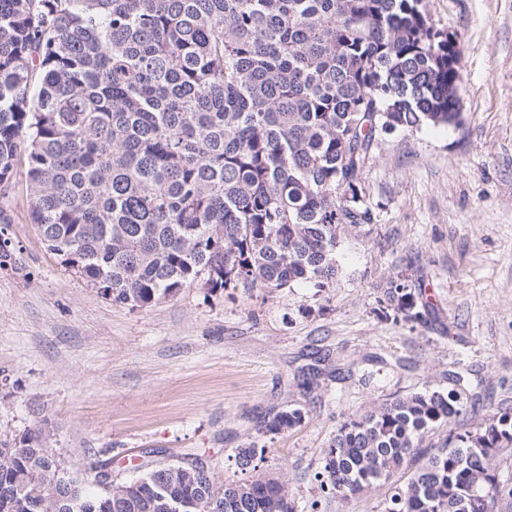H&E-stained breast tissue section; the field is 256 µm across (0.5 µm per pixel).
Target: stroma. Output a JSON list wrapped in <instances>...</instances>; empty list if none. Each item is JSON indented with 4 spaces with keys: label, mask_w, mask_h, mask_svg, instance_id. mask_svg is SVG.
<instances>
[{
    "label": "stroma",
    "mask_w": 512,
    "mask_h": 512,
    "mask_svg": "<svg viewBox=\"0 0 512 512\" xmlns=\"http://www.w3.org/2000/svg\"><path fill=\"white\" fill-rule=\"evenodd\" d=\"M462 49L464 124L382 135L363 175L371 223L342 235L325 288L183 289L148 308L112 302L66 270L29 217L25 167L0 194V437L48 424L73 476H137L144 457L208 467L216 482H288L295 512H385L394 483L350 502L316 473L337 426L395 397L443 387L461 363L487 408L512 407V0H424ZM426 288L427 324L380 321L401 271ZM344 379L298 380L315 352ZM302 409L301 426L265 420ZM241 448L262 451L240 469Z\"/></svg>",
    "instance_id": "1"
}]
</instances>
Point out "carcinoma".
I'll return each mask as SVG.
<instances>
[{
  "mask_svg": "<svg viewBox=\"0 0 512 512\" xmlns=\"http://www.w3.org/2000/svg\"><path fill=\"white\" fill-rule=\"evenodd\" d=\"M421 0H0V190L25 159L46 249L112 301L184 288H324L341 234L371 221L362 178L383 133L457 128L461 49ZM382 317L427 323L399 273ZM448 388L347 417L316 479L347 500L403 469L385 512H493L512 409H483L456 364ZM277 413L268 432L303 422ZM448 430L438 441L431 437ZM50 430L0 439V512H294L288 482L215 483L163 465L89 492ZM66 489L57 495L50 486Z\"/></svg>",
  "mask_w": 512,
  "mask_h": 512,
  "instance_id": "1",
  "label": "carcinoma"
}]
</instances>
